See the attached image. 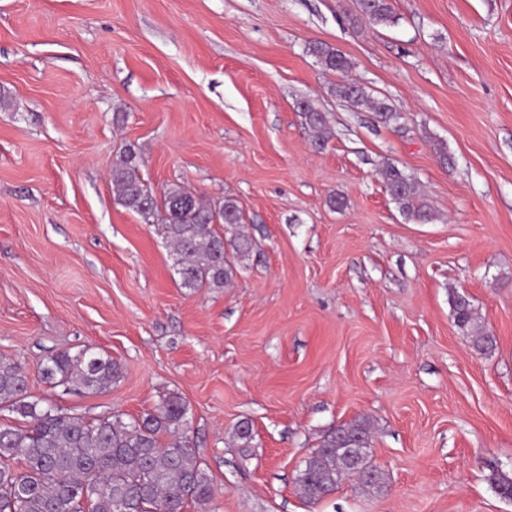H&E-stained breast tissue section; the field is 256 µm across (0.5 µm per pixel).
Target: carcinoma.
Masks as SVG:
<instances>
[{
    "instance_id": "1",
    "label": "carcinoma",
    "mask_w": 512,
    "mask_h": 512,
    "mask_svg": "<svg viewBox=\"0 0 512 512\" xmlns=\"http://www.w3.org/2000/svg\"><path fill=\"white\" fill-rule=\"evenodd\" d=\"M357 8L360 21L394 22L392 0H357ZM311 51L326 72L345 74L352 67L350 59L326 44H315ZM334 90L354 106L369 104L383 121L395 117L385 101L370 98L353 82L338 83ZM299 108L304 124L315 132V145H325L331 138L326 114L306 102ZM379 175L405 217L416 224L438 219L405 171L387 163ZM112 186L120 204L160 224L184 288L230 285L236 264L256 246L240 230L242 212L231 198L206 204L177 185L156 198L130 148L112 167ZM451 307L455 325L472 336L474 349L481 354L493 350L494 336L478 323L471 301L455 294ZM39 374L54 387L96 394L110 388L120 369L107 353L88 347L76 355L56 353L41 364ZM0 410L26 424L24 429L0 426V512H117L121 502L126 512H185L190 504L205 512L212 498L211 480L197 463L188 437L189 406L178 394L169 395L156 412L127 422L119 416L89 422L29 400L21 366L0 357ZM346 477L381 487L382 473L371 462V430L365 421L329 431L305 461L297 483L302 496L315 502ZM488 481L501 497L512 500V476L494 469Z\"/></svg>"
}]
</instances>
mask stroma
<instances>
[{"label": "stroma", "mask_w": 512, "mask_h": 512, "mask_svg": "<svg viewBox=\"0 0 512 512\" xmlns=\"http://www.w3.org/2000/svg\"><path fill=\"white\" fill-rule=\"evenodd\" d=\"M392 7L382 26L356 0H0V357L90 419L183 396L209 512H512L488 481L512 474V0ZM317 42L397 120L335 97ZM127 147L154 195L236 199L256 247L230 287H181L157 225L117 201ZM386 162L437 221L403 216ZM456 293L491 353L455 326ZM90 346L120 368L110 389L41 380ZM362 419L384 488L308 502L305 459ZM315 56L318 57L319 62L325 72H334L339 74L347 73L351 67L352 62L344 54L338 50L323 44H315L310 49ZM299 108L304 124L315 132V145H325L331 138L326 114L306 102L301 103Z\"/></svg>", "instance_id": "1"}]
</instances>
